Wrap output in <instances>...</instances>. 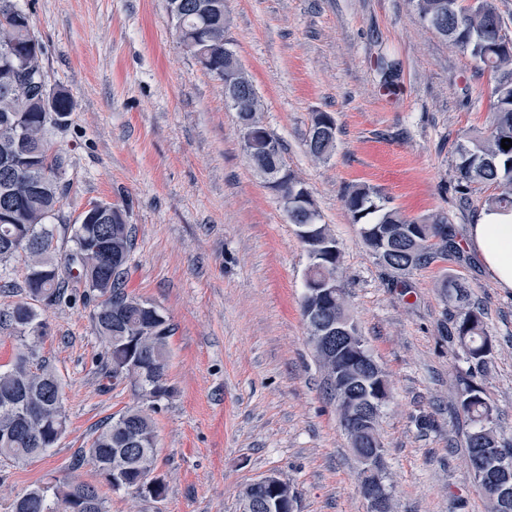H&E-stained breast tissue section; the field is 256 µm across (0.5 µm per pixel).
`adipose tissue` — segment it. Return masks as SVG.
I'll use <instances>...</instances> for the list:
<instances>
[{"label":"adipose tissue","mask_w":512,"mask_h":512,"mask_svg":"<svg viewBox=\"0 0 512 512\" xmlns=\"http://www.w3.org/2000/svg\"><path fill=\"white\" fill-rule=\"evenodd\" d=\"M466 245L480 254L497 285L512 291V211L484 209L469 225Z\"/></svg>","instance_id":"1"}]
</instances>
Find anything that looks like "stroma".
Returning a JSON list of instances; mask_svg holds the SVG:
<instances>
[{"instance_id":"obj_1","label":"stroma","mask_w":512,"mask_h":512,"mask_svg":"<svg viewBox=\"0 0 512 512\" xmlns=\"http://www.w3.org/2000/svg\"><path fill=\"white\" fill-rule=\"evenodd\" d=\"M42 43L50 90L75 102L50 139L68 193L58 246L94 203L135 231L126 290L170 320L166 375L154 402V474L163 498L113 490L91 463L75 465L95 429L144 405L102 369L96 294L44 309L36 346L64 384L66 432L43 457L0 461V512L17 493L65 480L97 488L108 512H238L248 483L274 474L296 512H369L359 463L308 340L300 303L307 254L245 155L223 84L182 49L165 0H19ZM224 35L264 104L342 252L349 313L392 398L380 439L395 512H487L467 467L457 377L469 365L440 282L466 283L484 312L493 355L481 383L512 439V291L469 248L393 277L366 249L344 204L348 187L383 190L410 217L447 214L457 236L495 186L461 188L459 143L487 133L496 77L429 29L407 0H224ZM396 65L384 78L379 59ZM315 112L336 120V149L312 161Z\"/></svg>"}]
</instances>
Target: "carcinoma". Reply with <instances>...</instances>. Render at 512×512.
<instances>
[{"instance_id":"1","label":"carcinoma","mask_w":512,"mask_h":512,"mask_svg":"<svg viewBox=\"0 0 512 512\" xmlns=\"http://www.w3.org/2000/svg\"><path fill=\"white\" fill-rule=\"evenodd\" d=\"M427 26L456 48L470 54L486 68L499 74L490 104L489 133L457 148V170L467 184L496 185L500 193L488 205L512 210V39L503 31L493 0H474L462 6L459 0H408ZM173 16L183 50L212 76H232V93L240 101V129L261 134L262 148L245 149L254 170L272 189L288 223L309 261L304 288L324 284L329 295L315 291L303 295L302 316L316 306L325 313L347 310L341 281V250L328 226L322 223L305 183L291 171L284 158L282 141L268 130L260 116L256 88L244 69L230 60L233 51L224 41V0H178ZM43 46L31 30L29 14L17 0H0V160L15 156L13 167L0 166V207L12 209L10 223L0 219V262L19 255L26 264L27 299L0 310V319L18 330L25 350L10 367L0 369V459L13 462L33 460L55 447L66 431L62 383L45 361H34L33 344L45 334L37 305H59L69 301L72 291L83 286L101 297L94 319L102 339L110 377L128 379L148 401H158L173 392L167 384L168 339L173 331L169 319L155 306L126 291L128 261L133 248L131 225L122 210L110 203H97L84 210L78 223L70 226L73 247L62 254L55 245V227L48 220L64 198L61 174L63 157L52 150L48 133L67 119L74 105L70 96L55 91L43 96L38 91L42 73ZM19 82L27 89L3 93L4 85ZM313 160L324 162L336 148V121L329 112H315L305 140ZM351 221L360 225L366 248L385 268L397 272L428 265L457 251L456 232L448 216L437 213L408 218L390 205L377 187L355 185L344 195ZM95 242L99 250H91ZM444 297L453 302L449 315L453 335L462 348L469 372L459 379L457 399L466 418L469 470L485 458L508 469L512 475V440L498 428L496 409L477 378L484 374L493 351L484 330L483 311L468 302L466 287L455 278L442 281ZM343 340L331 339L314 345L330 388L337 401L340 421L349 405L337 373L336 351ZM355 363V370L371 380L382 401L359 424L345 429L351 448L383 449L379 419L391 398L386 374L368 349ZM157 456V434L151 415L139 407L112 417L95 432L87 455L114 489H133L157 500L165 493L161 480L151 477ZM502 472L491 470L476 480L491 512H512V503L502 504L494 486ZM386 471L370 473L361 485H375L387 495V510L393 512ZM277 496L283 512L295 507L296 496L287 482L276 488L256 480L239 494V512H255L258 498ZM11 512H107L106 501L89 485L72 483L33 485L18 494Z\"/></svg>"}]
</instances>
